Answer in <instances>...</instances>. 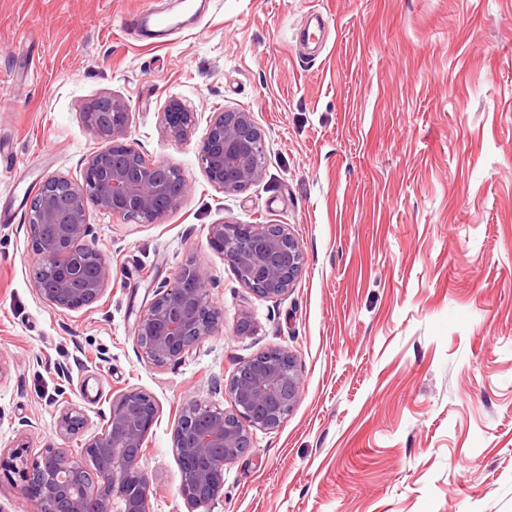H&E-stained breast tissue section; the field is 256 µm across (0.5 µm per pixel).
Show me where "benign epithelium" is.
<instances>
[{
	"label": "benign epithelium",
	"mask_w": 512,
	"mask_h": 512,
	"mask_svg": "<svg viewBox=\"0 0 512 512\" xmlns=\"http://www.w3.org/2000/svg\"><path fill=\"white\" fill-rule=\"evenodd\" d=\"M91 104L112 112V124L107 126L83 120L107 146L88 158L82 180L65 176L45 180V197L26 217L37 256L33 286L46 303L70 310L96 302L112 274L103 253L87 241L88 204L152 224L180 205L185 189L178 169L167 167V176L161 179L156 169L162 163L123 142L130 122L123 99L101 96ZM196 119V113L176 98L160 113L166 134L179 142L191 136ZM256 133L252 114L243 110L217 112L210 120L200 160L208 181L224 193L243 190L264 171L259 151L265 142ZM115 152L123 153L126 164L112 162ZM211 239L223 249L239 282L266 298L287 292L302 270L301 247L285 225L215 224ZM274 251L281 254L276 266L266 260ZM219 318L208 304L201 272L193 266L183 268L172 284L156 289L154 299L136 320L134 335L146 341L140 348L141 359L157 366L182 359L196 340L215 328ZM228 393L231 410L189 404L173 431V452L182 463L179 493L189 512L221 496L224 466L246 452L247 427L273 428L292 408L298 397L293 355L275 348L242 361L231 377ZM156 416L150 394L119 393L112 397L103 432L86 440L79 454L45 448L30 461L23 445L0 453V469L18 474L19 494L35 501L39 512H57L61 502L67 504L68 512H150L151 479L139 467V457ZM83 426V414L66 407L56 420V433L75 435ZM99 448L111 452L102 455L97 453ZM89 468L97 473L92 485L84 480Z\"/></svg>",
	"instance_id": "1"
}]
</instances>
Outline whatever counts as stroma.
<instances>
[{
    "mask_svg": "<svg viewBox=\"0 0 512 512\" xmlns=\"http://www.w3.org/2000/svg\"><path fill=\"white\" fill-rule=\"evenodd\" d=\"M156 8L180 32L131 34ZM103 95L185 196L153 224L89 207L112 278L89 306L53 307L26 215L101 148L81 111ZM173 98L198 117L183 142L159 123ZM225 109L265 139L262 176L235 194L199 156ZM225 222L287 225L303 254L288 292L238 281L210 242ZM187 266L219 323L148 364L134 325ZM273 348L294 355L298 398L251 429L210 512H512V0H0V451L77 452L113 395L144 391L150 510L187 512L182 408L230 409L238 363ZM66 407L85 426L64 438Z\"/></svg>",
    "mask_w": 512,
    "mask_h": 512,
    "instance_id": "obj_1",
    "label": "stroma"
}]
</instances>
